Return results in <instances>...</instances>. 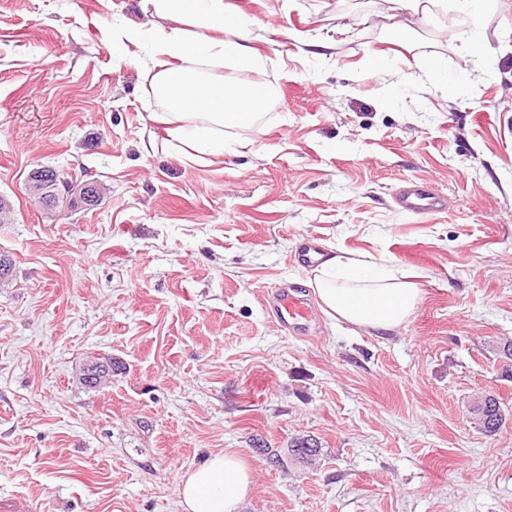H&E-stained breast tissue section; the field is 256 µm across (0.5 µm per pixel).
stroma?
I'll list each match as a JSON object with an SVG mask.
<instances>
[{
    "mask_svg": "<svg viewBox=\"0 0 512 512\" xmlns=\"http://www.w3.org/2000/svg\"><path fill=\"white\" fill-rule=\"evenodd\" d=\"M227 2L264 35L272 96L194 163L149 119L148 52L108 44L152 26L140 0H0V512H183L180 475L227 448L252 471L241 512H512V0L402 30L363 23L381 0ZM300 33L337 46L306 54ZM40 166L97 180L101 203L43 209L24 189ZM410 179L447 211L396 212ZM312 238L415 276L412 315L381 334L328 319L293 262ZM286 285L311 304L295 333L270 310ZM93 356L115 364L97 390ZM481 392L506 414L493 436ZM305 436L308 464L288 455ZM472 409L476 424L485 434L495 435L502 428L505 411L500 401L486 396L483 400L476 402ZM498 414L500 418L497 417ZM494 417H496V422Z\"/></svg>",
    "mask_w": 512,
    "mask_h": 512,
    "instance_id": "35a3bbf8",
    "label": "stroma"
}]
</instances>
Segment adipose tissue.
<instances>
[{
	"label": "adipose tissue",
	"mask_w": 512,
	"mask_h": 512,
	"mask_svg": "<svg viewBox=\"0 0 512 512\" xmlns=\"http://www.w3.org/2000/svg\"><path fill=\"white\" fill-rule=\"evenodd\" d=\"M141 6L155 24L113 30V45L148 46L151 89L165 105L162 118L173 136L189 146L192 159L222 157L225 127L251 124L271 95L264 83H228L205 71L224 62L261 68L250 20L230 15L224 0H141ZM310 286L326 316L370 332L403 324L421 296L406 275L344 254L315 268ZM251 486L249 466L227 449L183 474L177 493L184 512H236Z\"/></svg>",
	"instance_id": "adipose-tissue-1"
}]
</instances>
